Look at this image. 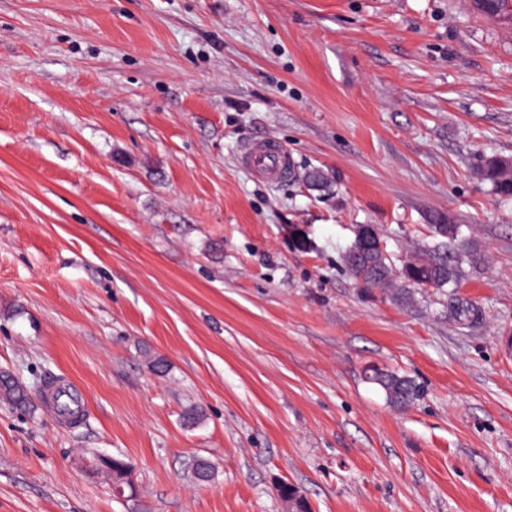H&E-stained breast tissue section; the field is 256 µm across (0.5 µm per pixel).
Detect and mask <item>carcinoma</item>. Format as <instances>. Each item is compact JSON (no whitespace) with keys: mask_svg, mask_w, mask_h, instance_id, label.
<instances>
[{"mask_svg":"<svg viewBox=\"0 0 512 512\" xmlns=\"http://www.w3.org/2000/svg\"><path fill=\"white\" fill-rule=\"evenodd\" d=\"M476 9L483 15L498 21L503 29L512 33V0H473ZM503 157L484 156L479 160L476 175L489 185L490 191L501 199L512 200V169L502 164ZM460 236V226L448 225V234L437 240L426 250L415 252L400 263H395L387 251H365L353 242L347 250L352 257L347 266L350 275L365 288H378L398 273L410 280L421 277L433 288H444L455 282L456 268L464 260H471V253H455L448 256V249ZM368 382L380 387L386 399L394 405H409L423 396L422 386L407 375L379 369ZM0 403L9 407L24 408L30 403L24 387L10 376H0Z\"/></svg>","mask_w":512,"mask_h":512,"instance_id":"cac0c4a2","label":"carcinoma"}]
</instances>
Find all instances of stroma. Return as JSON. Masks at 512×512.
Segmentation results:
<instances>
[{
	"label": "stroma",
	"mask_w": 512,
	"mask_h": 512,
	"mask_svg": "<svg viewBox=\"0 0 512 512\" xmlns=\"http://www.w3.org/2000/svg\"><path fill=\"white\" fill-rule=\"evenodd\" d=\"M261 138L293 176L240 165ZM484 154L512 157V41L471 0H0V372L88 411L0 405V512H284L281 483L311 512H512V203ZM441 213L481 256L452 289L356 284L357 226L402 257ZM503 158L507 157L483 156L477 165L476 175L481 182L489 185L495 196L512 200V169L501 163ZM365 379L380 387L387 400L394 405L412 404L420 400L424 393L422 386L412 377L383 369H376L372 378Z\"/></svg>",
	"instance_id": "35a3bbf8"
}]
</instances>
